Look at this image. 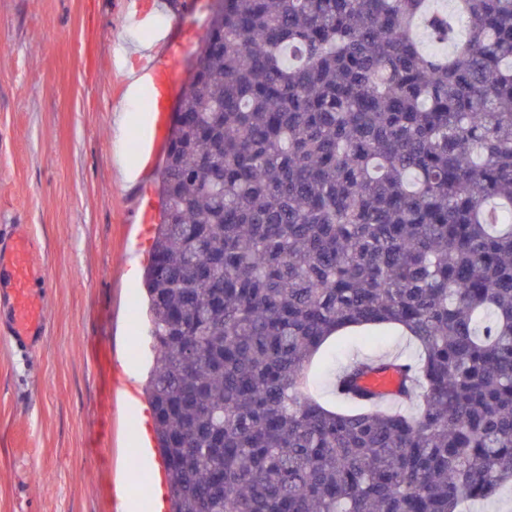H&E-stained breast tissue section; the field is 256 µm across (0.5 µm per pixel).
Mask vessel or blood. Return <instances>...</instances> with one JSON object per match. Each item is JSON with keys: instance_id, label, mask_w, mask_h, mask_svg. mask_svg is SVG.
I'll return each instance as SVG.
<instances>
[{"instance_id": "obj_1", "label": "vessel or blood", "mask_w": 512, "mask_h": 512, "mask_svg": "<svg viewBox=\"0 0 512 512\" xmlns=\"http://www.w3.org/2000/svg\"><path fill=\"white\" fill-rule=\"evenodd\" d=\"M46 278L26 230L0 242V341L15 348H34L42 342L45 297L32 291L31 284ZM401 383L400 373L392 368L370 372L359 381L363 389L383 397L394 395Z\"/></svg>"}]
</instances>
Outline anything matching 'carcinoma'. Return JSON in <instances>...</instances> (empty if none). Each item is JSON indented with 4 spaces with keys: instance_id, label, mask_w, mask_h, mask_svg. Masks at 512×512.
I'll list each match as a JSON object with an SVG mask.
<instances>
[{
    "instance_id": "1",
    "label": "carcinoma",
    "mask_w": 512,
    "mask_h": 512,
    "mask_svg": "<svg viewBox=\"0 0 512 512\" xmlns=\"http://www.w3.org/2000/svg\"><path fill=\"white\" fill-rule=\"evenodd\" d=\"M219 0L160 171L169 512H462L512 484V0ZM440 49L425 52L419 30ZM395 324L410 357L336 333ZM407 380L385 408L357 385ZM415 352V348L409 344L406 337L393 327L335 336L327 342L316 362L315 393L327 404L340 403L332 392L331 381L341 363L348 357ZM402 377L395 369L370 372L359 380V385L378 396L391 397L400 388Z\"/></svg>"
}]
</instances>
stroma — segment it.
Segmentation results:
<instances>
[{"instance_id": "obj_1", "label": "stroma", "mask_w": 512, "mask_h": 512, "mask_svg": "<svg viewBox=\"0 0 512 512\" xmlns=\"http://www.w3.org/2000/svg\"><path fill=\"white\" fill-rule=\"evenodd\" d=\"M215 0H0V235L28 225L47 271L46 333L24 353L0 345V512H114L136 492L143 410L112 394L102 456L88 446L102 389L100 359L136 383L151 366L132 315L158 208L173 113ZM144 76L132 94V74ZM103 345L94 352L89 340ZM393 327L330 339L315 392L352 356L410 354Z\"/></svg>"}]
</instances>
